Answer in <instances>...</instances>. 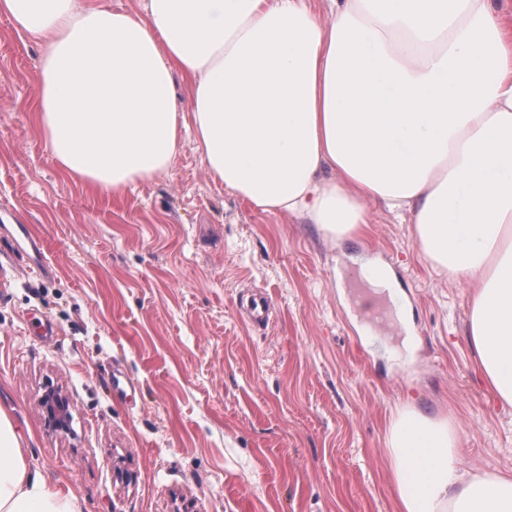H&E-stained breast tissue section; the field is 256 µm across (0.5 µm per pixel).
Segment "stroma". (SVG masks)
Returning <instances> with one entry per match:
<instances>
[{"label": "stroma", "instance_id": "35a3bbf8", "mask_svg": "<svg viewBox=\"0 0 512 512\" xmlns=\"http://www.w3.org/2000/svg\"><path fill=\"white\" fill-rule=\"evenodd\" d=\"M44 52L0 15V225L45 238L48 267L0 263V410L87 512H397L386 437L405 407L457 425L463 474H512V406L474 369L471 290L413 224L370 202L359 237L332 239L262 213L210 176L190 131L167 173L93 194L34 121ZM366 258L392 268L413 351L396 327L359 333L336 275ZM50 385L70 434L44 427Z\"/></svg>", "mask_w": 512, "mask_h": 512}]
</instances>
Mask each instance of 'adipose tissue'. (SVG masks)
<instances>
[{"label":"adipose tissue","instance_id":"obj_1","mask_svg":"<svg viewBox=\"0 0 512 512\" xmlns=\"http://www.w3.org/2000/svg\"><path fill=\"white\" fill-rule=\"evenodd\" d=\"M0 0L45 41L35 122L63 172L124 197L168 171L193 127L216 181L256 209L336 237L365 204L409 215L424 255L472 290L469 335L512 405V11L492 0ZM192 85L178 101L173 76ZM408 314L392 270L359 269ZM397 512H512V476L459 473L450 421L388 430ZM0 410V512H83L28 460Z\"/></svg>","mask_w":512,"mask_h":512}]
</instances>
